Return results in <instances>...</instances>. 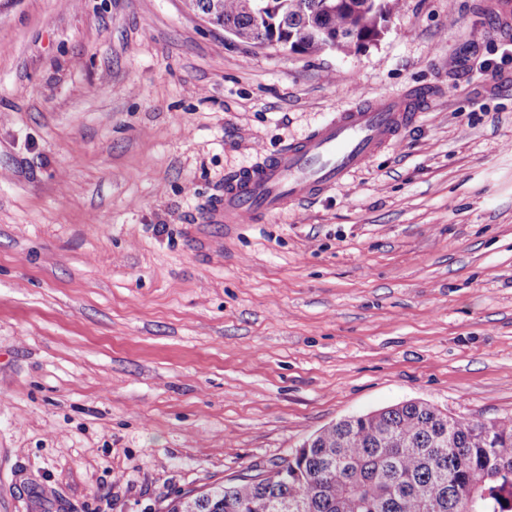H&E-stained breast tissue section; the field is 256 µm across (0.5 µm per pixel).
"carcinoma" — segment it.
Wrapping results in <instances>:
<instances>
[{"label":"carcinoma","instance_id":"obj_1","mask_svg":"<svg viewBox=\"0 0 512 512\" xmlns=\"http://www.w3.org/2000/svg\"><path fill=\"white\" fill-rule=\"evenodd\" d=\"M238 40L298 54L377 40L400 0H186ZM169 512H512V418L472 421L424 401L341 419L263 475L187 494Z\"/></svg>","mask_w":512,"mask_h":512}]
</instances>
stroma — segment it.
<instances>
[{"label":"stroma","mask_w":512,"mask_h":512,"mask_svg":"<svg viewBox=\"0 0 512 512\" xmlns=\"http://www.w3.org/2000/svg\"><path fill=\"white\" fill-rule=\"evenodd\" d=\"M497 2L308 55L184 0H0V512H168L409 400L512 418ZM412 88L345 184L200 240L226 176Z\"/></svg>","instance_id":"1"}]
</instances>
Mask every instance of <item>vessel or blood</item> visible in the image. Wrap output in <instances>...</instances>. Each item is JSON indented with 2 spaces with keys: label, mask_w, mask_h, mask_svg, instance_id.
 <instances>
[{
  "label": "vessel or blood",
  "mask_w": 512,
  "mask_h": 512,
  "mask_svg": "<svg viewBox=\"0 0 512 512\" xmlns=\"http://www.w3.org/2000/svg\"><path fill=\"white\" fill-rule=\"evenodd\" d=\"M428 97L410 90L331 116L300 141L228 176L214 224H253L266 214L317 198L364 168L413 122Z\"/></svg>",
  "instance_id": "obj_1"
}]
</instances>
